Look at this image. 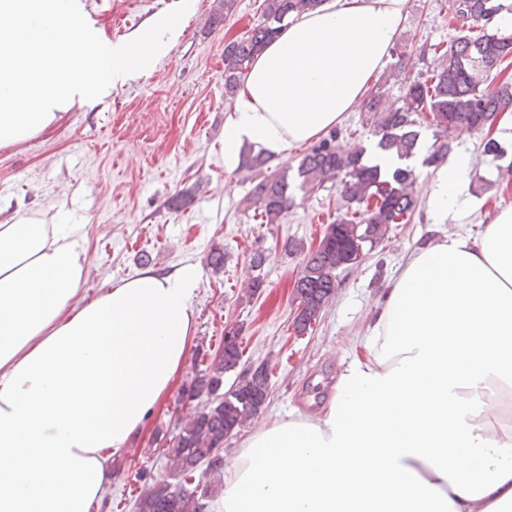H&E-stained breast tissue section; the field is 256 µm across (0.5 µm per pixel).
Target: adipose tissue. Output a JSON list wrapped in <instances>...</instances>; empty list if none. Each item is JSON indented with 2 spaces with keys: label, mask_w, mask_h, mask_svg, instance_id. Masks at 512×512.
Returning a JSON list of instances; mask_svg holds the SVG:
<instances>
[{
  "label": "adipose tissue",
  "mask_w": 512,
  "mask_h": 512,
  "mask_svg": "<svg viewBox=\"0 0 512 512\" xmlns=\"http://www.w3.org/2000/svg\"><path fill=\"white\" fill-rule=\"evenodd\" d=\"M406 0H322L259 53L224 119V156L286 155L355 111L389 59ZM182 27L120 43L84 0H0V147L151 71ZM467 156L430 197L457 211ZM83 227L18 207L0 219V512H89L112 459L169 396L199 272L147 269L82 302ZM512 207L481 242L411 255L317 414L265 423L224 467L214 512H512Z\"/></svg>",
  "instance_id": "1"
}]
</instances>
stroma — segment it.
Returning <instances> with one entry per match:
<instances>
[{
	"label": "stroma",
	"instance_id": "obj_1",
	"mask_svg": "<svg viewBox=\"0 0 512 512\" xmlns=\"http://www.w3.org/2000/svg\"><path fill=\"white\" fill-rule=\"evenodd\" d=\"M90 19L112 41L129 39L149 21L178 12L181 0H85ZM262 0H238L229 19L215 23L216 0H193L167 54L146 76L113 89L105 104L73 109L51 134L0 148V209L36 205L46 216L65 210L83 225L88 274L81 293L94 297L145 269L193 264L200 271L195 329L184 366L163 405L112 469V482L90 512H136L144 484L164 480L192 489L210 486L208 502L221 493L213 476L170 468L165 454L195 401L181 395L224 343L225 328H240L239 366L224 376L233 389L256 368L269 374V397L258 419L313 413L326 405L338 373L365 335L406 259L451 229L480 239L496 209L512 206V114L494 136L505 157L482 153L477 134L456 136L453 152L469 156L470 182L459 212L435 221L430 193L436 172L417 167L420 206L413 221L392 225L387 237L355 266L338 270L337 288L316 322L297 333L293 285L303 253L285 241L316 248L327 225L344 213L337 186L297 192L296 205L277 224L254 217L247 200L253 174L224 160V117L234 102L224 96V44L242 35L262 14ZM396 41L452 36L440 0H406ZM224 251V267L208 264L212 247ZM263 252L264 286L252 299L242 290L252 274L250 258Z\"/></svg>",
	"mask_w": 512,
	"mask_h": 512
}]
</instances>
